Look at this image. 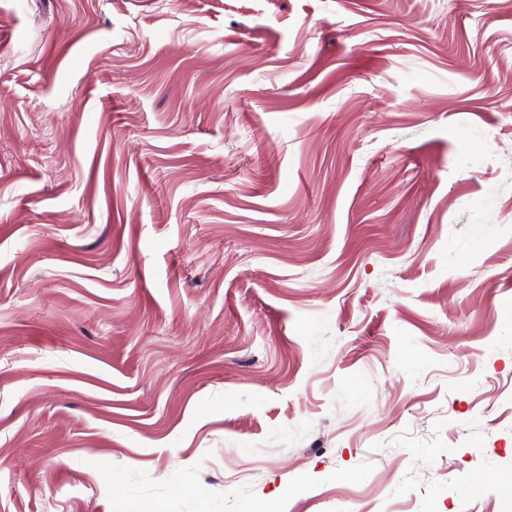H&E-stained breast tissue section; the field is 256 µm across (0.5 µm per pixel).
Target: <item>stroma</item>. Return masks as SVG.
Segmentation results:
<instances>
[{"instance_id": "stroma-1", "label": "stroma", "mask_w": 512, "mask_h": 512, "mask_svg": "<svg viewBox=\"0 0 512 512\" xmlns=\"http://www.w3.org/2000/svg\"><path fill=\"white\" fill-rule=\"evenodd\" d=\"M512 0H0V512L512 501Z\"/></svg>"}]
</instances>
